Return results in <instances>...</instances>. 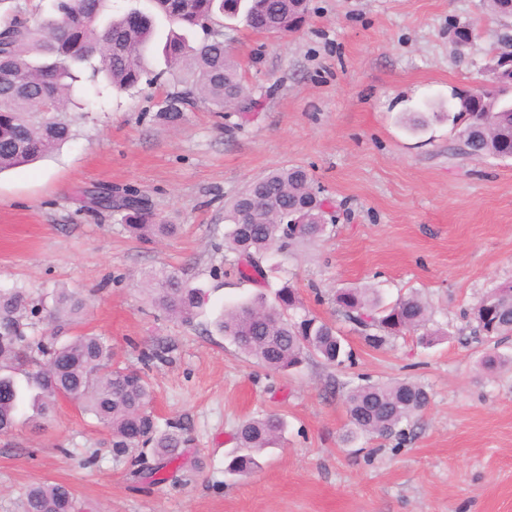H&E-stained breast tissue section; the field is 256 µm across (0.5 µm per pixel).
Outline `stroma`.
Wrapping results in <instances>:
<instances>
[{
    "mask_svg": "<svg viewBox=\"0 0 512 512\" xmlns=\"http://www.w3.org/2000/svg\"><path fill=\"white\" fill-rule=\"evenodd\" d=\"M300 30L271 36L225 22L224 40L259 106L249 117L199 107L181 125L156 118L160 89L113 93L76 110V139L0 173V288L87 302L64 335L108 338L121 365L144 368L159 428L181 421L193 444L160 483L154 465L116 458L106 428L62 400L42 430L0 435V512H21L30 484L67 486L83 512H512V364L489 373L465 316L512 284V158L474 160L441 119L455 93L488 79L512 17L488 0H310ZM472 23L458 50L449 31ZM302 166L338 207L323 237L292 244L278 271L238 279L224 250V206L270 170ZM131 190L178 234L127 232L89 190ZM183 273L207 297L188 327L141 291L142 272ZM311 314L339 324L350 365L314 359L275 372L212 325L224 309L282 280ZM368 285L385 302L419 295L440 335L369 347L342 323L337 289ZM162 347L166 362L142 364ZM423 386L430 404L387 438L351 435L346 388ZM281 413L280 447L259 468L227 472L245 418Z\"/></svg>",
    "mask_w": 512,
    "mask_h": 512,
    "instance_id": "stroma-1",
    "label": "stroma"
}]
</instances>
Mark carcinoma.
I'll list each match as a JSON object with an SVG mask.
<instances>
[{"instance_id":"obj_1","label":"carcinoma","mask_w":512,"mask_h":512,"mask_svg":"<svg viewBox=\"0 0 512 512\" xmlns=\"http://www.w3.org/2000/svg\"><path fill=\"white\" fill-rule=\"evenodd\" d=\"M109 0H53L52 13L40 16L27 4H15L0 22V173L33 163L73 139L71 109L75 90L86 81L101 103L112 90H140L171 76L158 119L171 125L185 120L189 108L206 104L212 112L235 105L242 115L256 102L244 86L239 63L224 50L221 19H241L262 32L288 33L304 20L306 0H145L133 9L104 18ZM166 71H155L150 58L157 46ZM512 84L491 96L458 99L451 121L459 127L462 150L469 156L499 157L512 150ZM302 166L276 169L248 183L226 211L230 229L224 250L235 255L233 267L242 280L265 276L263 258L295 241L319 238L337 216L313 186ZM90 203L124 213L129 230L142 239L172 235L175 224L156 223L145 201L127 191L114 195L87 192ZM154 306L191 326L205 304L203 291L183 275L165 268L144 273ZM338 312L378 348L429 321L428 308L416 294L391 305L366 287L336 291ZM35 303L24 288H0V434L13 431L20 406L28 401L41 421L64 398L104 425L112 448L123 455L140 446L156 448L157 463L146 475L159 473L183 457L190 446L180 421L161 432L151 405L154 392L145 375L112 364L105 337L82 333L58 336L26 332L23 322ZM84 299L65 288L52 295L46 319L77 317ZM475 339L499 343L512 336V285L482 298L472 310ZM216 326L242 353L275 370L299 367L308 358L341 366L353 361L336 326L307 313L297 288L283 282L270 301L260 293L229 311ZM429 403L420 385L397 381L362 384L345 394L349 421L361 435L389 437ZM277 413L242 421L235 433L239 448L228 469L245 474L258 467V456L279 444L286 429ZM23 512H77L71 490L62 484L34 483L24 493Z\"/></svg>"}]
</instances>
